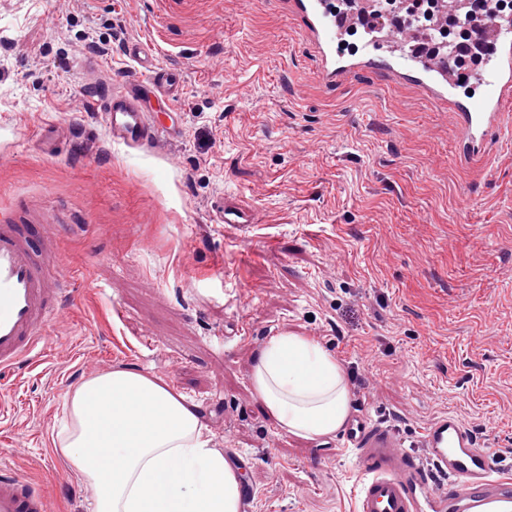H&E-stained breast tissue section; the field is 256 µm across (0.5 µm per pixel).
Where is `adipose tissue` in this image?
<instances>
[{
	"instance_id": "ef3b65f1",
	"label": "adipose tissue",
	"mask_w": 512,
	"mask_h": 512,
	"mask_svg": "<svg viewBox=\"0 0 512 512\" xmlns=\"http://www.w3.org/2000/svg\"><path fill=\"white\" fill-rule=\"evenodd\" d=\"M251 381L283 434L331 435L349 416L344 371L307 337L269 338ZM64 408L54 445L92 488L93 512H241L239 474L163 378L100 372L67 393Z\"/></svg>"
}]
</instances>
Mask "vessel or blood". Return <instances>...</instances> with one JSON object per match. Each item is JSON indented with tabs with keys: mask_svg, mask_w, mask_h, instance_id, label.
Returning a JSON list of instances; mask_svg holds the SVG:
<instances>
[{
	"mask_svg": "<svg viewBox=\"0 0 512 512\" xmlns=\"http://www.w3.org/2000/svg\"><path fill=\"white\" fill-rule=\"evenodd\" d=\"M297 12L312 23L320 70L331 83L375 68L408 77L437 103L448 104L457 128L458 155L474 160L485 155L502 132L505 104L512 101V20L486 25L493 51L476 79L491 89L481 99L458 98L452 60L395 56L394 46L374 40L357 59H345L336 47L324 0H295ZM125 54L142 69L139 81L99 95L113 141L130 147L153 145L163 127L150 114L144 90L174 101L181 88L178 72L158 67L150 42L128 43ZM220 223H254L253 212L233 198L217 203ZM46 224L0 222V371L34 361L50 340L54 316L70 295L63 270L44 260L50 240ZM356 457L358 490L354 512H512V472L492 464L486 449L456 416L446 414L426 429L418 458L402 449L391 431L355 415L343 433ZM0 512H49L44 495L27 480L0 471Z\"/></svg>",
	"mask_w": 512,
	"mask_h": 512,
	"instance_id": "b4317fda",
	"label": "vessel or blood"
}]
</instances>
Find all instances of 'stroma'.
Segmentation results:
<instances>
[{
	"label": "stroma",
	"mask_w": 512,
	"mask_h": 512,
	"mask_svg": "<svg viewBox=\"0 0 512 512\" xmlns=\"http://www.w3.org/2000/svg\"><path fill=\"white\" fill-rule=\"evenodd\" d=\"M292 0H0V221L52 224L73 276L36 363L0 374V467L51 512L93 492L53 446L91 374L163 377L242 470V512H352L339 435L280 433L254 393L283 331L335 356L353 412L423 455L455 414L512 468V135L457 158L450 112L397 77L326 84ZM110 44L87 68V36ZM151 40L183 75L175 125L113 142L94 88L137 80ZM241 198L246 230L218 223ZM216 211L221 224L248 225L255 221L254 213L234 198H220Z\"/></svg>",
	"instance_id": "35a3bbf8"
}]
</instances>
